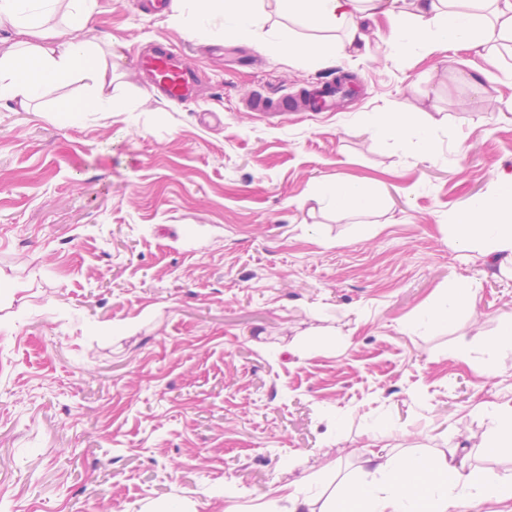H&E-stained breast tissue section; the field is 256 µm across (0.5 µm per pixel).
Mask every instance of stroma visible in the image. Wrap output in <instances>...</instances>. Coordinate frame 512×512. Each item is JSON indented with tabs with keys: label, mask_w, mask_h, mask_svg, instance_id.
Masks as SVG:
<instances>
[{
	"label": "stroma",
	"mask_w": 512,
	"mask_h": 512,
	"mask_svg": "<svg viewBox=\"0 0 512 512\" xmlns=\"http://www.w3.org/2000/svg\"><path fill=\"white\" fill-rule=\"evenodd\" d=\"M115 66L113 115L76 126L0 107V512H261L307 477L333 494L390 456L482 448L484 402L512 400V357L488 376V343L512 321V270L454 229L468 200L512 174V47L398 58L388 21L327 68L265 48L274 31L331 41L265 0L251 40L201 42L167 12L96 0ZM170 45L202 79L182 104L139 66ZM347 77L336 116L269 122L242 107ZM398 107L434 127L408 152L364 131ZM363 184L344 215L320 186ZM476 311L413 329L458 281ZM466 359H458V350ZM391 422L373 440L371 420Z\"/></svg>",
	"instance_id": "1"
}]
</instances>
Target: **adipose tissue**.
Instances as JSON below:
<instances>
[{
    "label": "adipose tissue",
    "instance_id": "ef3b65f1",
    "mask_svg": "<svg viewBox=\"0 0 512 512\" xmlns=\"http://www.w3.org/2000/svg\"><path fill=\"white\" fill-rule=\"evenodd\" d=\"M289 14L316 30H336L333 43L297 42L291 32L276 35L280 51L304 55L328 66L337 56L358 50L366 36L360 21L386 16L387 44L398 57L431 56L457 46H477L492 37L512 42V0H411L410 10L397 0H282ZM259 0H172L170 21L198 39L215 35L249 37L261 15ZM95 0H0V28L15 40L0 55V106L29 110L48 86L88 81L86 93L62 104L67 123L90 112L112 113V64L88 36ZM375 138L401 150L419 143L436 149L431 127L419 114L400 108L379 113L367 127ZM455 242L459 251L481 249L512 263V175L502 176L489 193L471 198L461 214ZM476 294L465 282L422 314L419 325L454 320L475 310ZM490 420L485 445L512 458V401L486 402ZM363 482H342L325 508H316L307 485L288 493L287 512H483L486 503L512 499V477L471 465L458 451L400 458L368 452Z\"/></svg>",
    "mask_w": 512,
    "mask_h": 512
}]
</instances>
